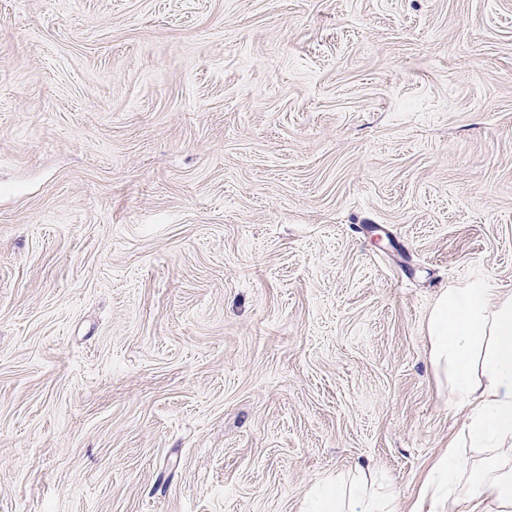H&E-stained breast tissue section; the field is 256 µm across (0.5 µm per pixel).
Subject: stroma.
Masks as SVG:
<instances>
[{"label": "stroma", "mask_w": 512, "mask_h": 512, "mask_svg": "<svg viewBox=\"0 0 512 512\" xmlns=\"http://www.w3.org/2000/svg\"><path fill=\"white\" fill-rule=\"evenodd\" d=\"M512 291V0H0V512H410ZM432 369L470 408L471 448L512 442V292L482 282L444 289L426 322ZM395 490L378 484L373 473L358 470L349 481L336 476L314 486L306 512H394Z\"/></svg>", "instance_id": "obj_1"}]
</instances>
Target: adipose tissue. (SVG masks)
Returning a JSON list of instances; mask_svg holds the SVG:
<instances>
[{
  "label": "adipose tissue",
  "mask_w": 512,
  "mask_h": 512,
  "mask_svg": "<svg viewBox=\"0 0 512 512\" xmlns=\"http://www.w3.org/2000/svg\"><path fill=\"white\" fill-rule=\"evenodd\" d=\"M432 369L470 409L471 444L512 442V292L481 282L442 290L426 322ZM395 490L357 471L351 480L314 486L306 512H393ZM468 512H512V456L488 462Z\"/></svg>",
  "instance_id": "1"
}]
</instances>
